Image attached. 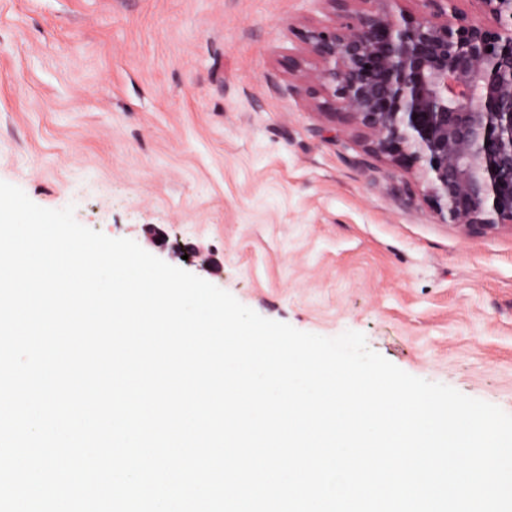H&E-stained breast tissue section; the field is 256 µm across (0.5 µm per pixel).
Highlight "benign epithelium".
Returning <instances> with one entry per match:
<instances>
[{
	"label": "benign epithelium",
	"mask_w": 512,
	"mask_h": 512,
	"mask_svg": "<svg viewBox=\"0 0 512 512\" xmlns=\"http://www.w3.org/2000/svg\"><path fill=\"white\" fill-rule=\"evenodd\" d=\"M334 19L298 31L288 61L309 106L343 113L366 152L422 178L433 214L466 235L512 228V0H422L394 19L387 0H326Z\"/></svg>",
	"instance_id": "obj_1"
}]
</instances>
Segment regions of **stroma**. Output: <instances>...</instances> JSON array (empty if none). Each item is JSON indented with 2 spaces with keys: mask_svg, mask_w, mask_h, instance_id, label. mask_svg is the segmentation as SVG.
I'll list each match as a JSON object with an SVG mask.
<instances>
[{
  "mask_svg": "<svg viewBox=\"0 0 512 512\" xmlns=\"http://www.w3.org/2000/svg\"><path fill=\"white\" fill-rule=\"evenodd\" d=\"M326 0H0V181L512 413V229L436 219L287 72ZM197 253L194 262L188 253Z\"/></svg>",
  "mask_w": 512,
  "mask_h": 512,
  "instance_id": "stroma-1",
  "label": "stroma"
}]
</instances>
